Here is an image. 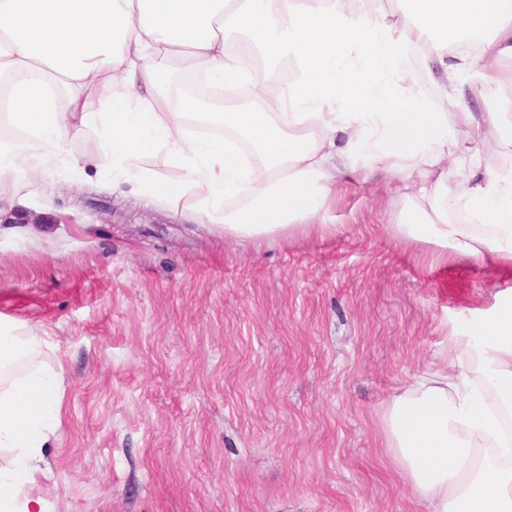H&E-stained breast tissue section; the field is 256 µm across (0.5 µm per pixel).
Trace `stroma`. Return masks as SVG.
Here are the masks:
<instances>
[{
	"label": "stroma",
	"mask_w": 512,
	"mask_h": 512,
	"mask_svg": "<svg viewBox=\"0 0 512 512\" xmlns=\"http://www.w3.org/2000/svg\"><path fill=\"white\" fill-rule=\"evenodd\" d=\"M190 208L92 167L0 198V323L62 371L30 494L50 512H427L380 412L445 369L446 335L512 305V276L398 237L381 175L285 241L224 238Z\"/></svg>",
	"instance_id": "1"
}]
</instances>
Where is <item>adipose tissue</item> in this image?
Returning a JSON list of instances; mask_svg holds the SVG:
<instances>
[{
  "label": "adipose tissue",
  "instance_id": "adipose-tissue-1",
  "mask_svg": "<svg viewBox=\"0 0 512 512\" xmlns=\"http://www.w3.org/2000/svg\"><path fill=\"white\" fill-rule=\"evenodd\" d=\"M0 0V78L7 120L0 176L37 155L46 168L85 170L61 133L98 124L96 166L155 200L189 199L196 223L240 240L285 239L324 227L343 178L395 179L394 230L436 247L442 264L476 259L512 272V167L483 169L470 139L498 152L512 127V0ZM235 31L293 76L275 98L212 112L220 138L192 139L195 96L163 110L160 58L215 87L253 83L229 52ZM475 41L477 54L457 53ZM443 79L435 96L411 80V46ZM501 92L498 111L464 104L462 69ZM69 92L68 111L59 95ZM166 152L180 170L161 180L144 165ZM35 339L0 332V512H47L26 488L43 472L60 423L61 374L27 366ZM447 368L423 371L386 404L390 458L428 512H512V307L446 339Z\"/></svg>",
  "mask_w": 512,
  "mask_h": 512
}]
</instances>
